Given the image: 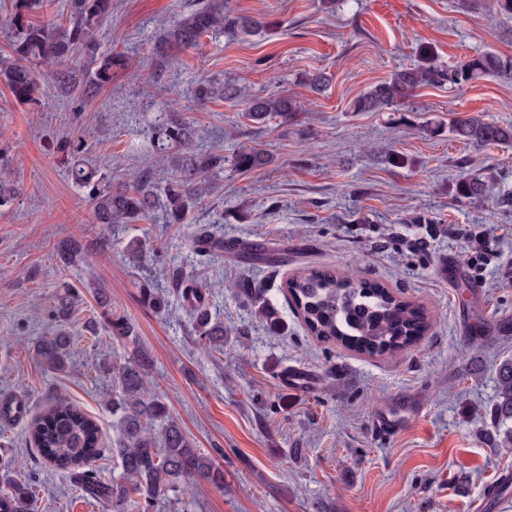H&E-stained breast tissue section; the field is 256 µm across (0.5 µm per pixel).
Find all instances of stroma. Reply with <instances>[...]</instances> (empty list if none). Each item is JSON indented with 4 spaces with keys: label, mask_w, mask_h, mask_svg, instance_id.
Instances as JSON below:
<instances>
[{
    "label": "stroma",
    "mask_w": 512,
    "mask_h": 512,
    "mask_svg": "<svg viewBox=\"0 0 512 512\" xmlns=\"http://www.w3.org/2000/svg\"><path fill=\"white\" fill-rule=\"evenodd\" d=\"M195 3L112 0L99 50L124 55L128 65L82 109L54 96L21 104L0 84V152L22 188L0 208V402L20 396L28 413L0 420V457L36 481L38 512H106L71 472L30 446L29 416L62 395L101 430L102 478L123 482L110 406L118 391L103 366L127 359L131 348L99 324L88 288L96 281L150 356V392L167 400L192 445L224 468L223 488L190 480L170 493L177 512H316L321 505L328 512H512V487L486 495L512 474V451L498 449L503 428L490 415L497 367L512 356V331L494 329L496 320L512 319V147L477 152L448 131L457 116L512 125V83L422 88L405 112L349 108L371 84L415 64L422 44L446 66L486 50L512 56V17L497 13L494 0H224L226 9L263 18L266 30L203 37L152 81L159 22ZM315 72L331 79L324 93L302 82ZM202 79L289 96L302 110L258 126L242 102L194 99ZM172 108L199 128L200 148L224 157L188 223H165L158 210L119 227L111 249L91 261L61 259V241L103 235L84 190L65 171L75 122L84 124L85 158L110 159L113 179L128 182L149 168L165 172L148 137ZM244 145L273 154V162L236 170L233 157ZM397 153L405 164H393ZM467 174L484 181L482 201L454 197ZM420 215L428 223H417ZM199 228L223 241V253L194 251ZM469 230L494 244L479 277L464 269ZM136 238L163 247L184 282L211 284L210 311L224 321L232 356L198 347L177 295L163 313L143 302L140 286L154 277V264L129 262L125 245ZM240 244L257 259H241ZM450 258L464 269L453 283L442 274ZM313 268L382 284L418 307L429 330L417 347L376 357L318 340L281 290ZM65 284L78 287L81 299L67 320L69 366L53 373L30 342L54 330L47 308ZM247 286L261 289L274 321L259 314ZM294 366L311 372V390L283 387ZM407 398L420 403L421 416L395 437L381 436L377 409L401 410Z\"/></svg>",
    "instance_id": "35a3bbf8"
}]
</instances>
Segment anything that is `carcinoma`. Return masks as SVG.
<instances>
[{
  "mask_svg": "<svg viewBox=\"0 0 512 512\" xmlns=\"http://www.w3.org/2000/svg\"><path fill=\"white\" fill-rule=\"evenodd\" d=\"M38 0H17L16 40L13 54L0 55V80L20 103H37L58 91L66 96L91 99L112 81V71L125 66V59L110 53L99 58L89 76L71 68L79 55L94 56L97 34L112 13V0H68V24L64 26L30 25L26 13ZM266 23L224 10V0H200L195 9L170 24L162 25L152 47L159 78L179 50L192 49L200 40L226 28L245 33L257 32ZM497 78L512 82V56L484 51L456 63L440 64L431 47L419 50V60L411 67L394 71L371 85L353 102L355 112L399 111L414 91L422 87L464 88L477 80ZM224 97L241 100L246 116L256 124L272 118L288 120L299 106L288 97L253 95L235 86L224 85ZM450 133L475 150L512 144V126L486 122L480 117L456 119L449 123ZM197 130L184 112L171 109L160 114L150 132L153 154L172 163L174 174L158 178L145 172L131 183H112L110 164L88 166L79 159L83 139L70 142L67 164L70 180L87 190L93 207L94 222L106 229L115 224H134L161 208L169 224H183L187 215L203 199L205 178L224 168V156L197 147ZM271 162L270 155L255 147H244L235 155L234 165L252 170ZM459 199L475 201L484 194V183L476 176L461 178L455 186ZM17 196L15 183L0 174V207ZM59 252L67 262L89 258L82 241H62ZM126 252L137 262L155 253L150 244L133 240ZM172 281L180 288L183 305L194 323L195 342L212 353H224V321L212 316L206 289ZM290 302L301 315L311 335L335 342L368 356L393 354L416 343L427 322L409 301L383 285L366 279H346L330 270H312L290 278L286 283ZM144 302L158 313L166 311L164 290L150 282L141 284ZM102 309L101 318L112 335L131 342L132 357L112 367V385L119 389V400L112 413L119 415L121 437L115 452L120 458L125 484L101 479L93 462L101 456L102 442L97 423L66 398L59 397L28 427L29 440L39 456L57 468L73 471L82 488L92 497L112 505V512H123V505L135 493L144 501L145 512H157L167 492L183 479L194 476L216 487L224 485V471L214 459L199 452L188 440L177 420L169 413L163 398L147 391L150 358L139 344L134 324L112 310L108 293L95 288ZM80 300V291L69 285L56 292L49 313L62 324ZM35 356L48 370L63 371L69 365V335L59 328L42 337L33 347ZM494 415L505 426L500 447H512V358L501 361L497 374V401ZM4 471L0 486V512H35L36 495L29 477Z\"/></svg>",
  "mask_w": 512,
  "mask_h": 512,
  "instance_id": "carcinoma-1",
  "label": "carcinoma"
}]
</instances>
